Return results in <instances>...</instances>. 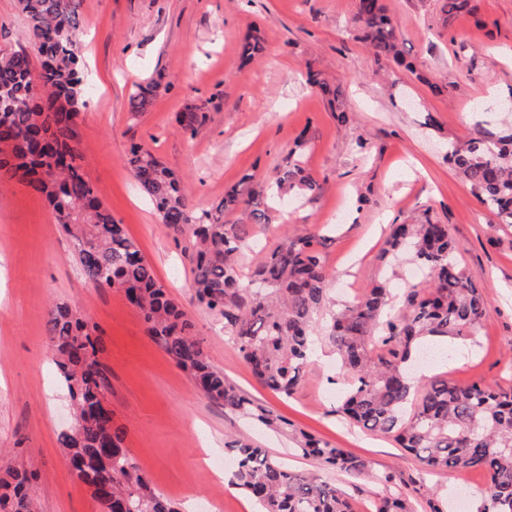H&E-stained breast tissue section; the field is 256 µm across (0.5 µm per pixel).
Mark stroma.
<instances>
[{
	"mask_svg": "<svg viewBox=\"0 0 512 512\" xmlns=\"http://www.w3.org/2000/svg\"><path fill=\"white\" fill-rule=\"evenodd\" d=\"M384 2L416 73L384 78L356 38V0H79L87 87L80 149L103 203L192 317L209 362L230 382L372 471L392 474L394 489L416 512L434 495L447 499L448 512H474L482 470L424 473L391 439L336 414L342 386L330 347L317 349L291 397L252 376L225 338L223 320L193 299L188 237L161 224L127 163L131 145H145L179 175L192 204L208 209L244 175L272 179L298 137L307 136L304 165L319 188L304 204L282 202L273 224L249 227L243 270L253 271L284 235L323 237L328 297L340 304L381 278L400 289L422 281L412 262L382 265L390 225L427 216L447 224L486 309L475 336L450 340L453 355L442 363L415 364L411 381L419 389L441 374L512 392V228L497 225L443 150L475 121L501 118L499 102L512 92V0H473L470 14L443 12V0ZM254 30L265 50L246 62L239 41ZM28 47L16 0H0V50ZM310 69L340 86L347 122L307 84ZM149 82L160 85L156 97L146 111L131 112L132 91ZM436 84L442 93H433ZM188 105L207 115L192 137L175 121ZM360 194L368 202L359 209ZM59 304L79 308L97 326L113 420L151 487L178 512H257L223 481L233 459L227 446L237 440L267 449L290 470H315L291 453L287 435L207 399L119 289L85 281L74 243L44 198L7 181L0 185V477L34 472L35 512H101L59 443L74 424L48 347L47 313Z\"/></svg>",
	"mask_w": 512,
	"mask_h": 512,
	"instance_id": "obj_1",
	"label": "stroma"
}]
</instances>
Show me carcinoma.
Instances as JSON below:
<instances>
[{"mask_svg":"<svg viewBox=\"0 0 512 512\" xmlns=\"http://www.w3.org/2000/svg\"><path fill=\"white\" fill-rule=\"evenodd\" d=\"M25 16L34 71L25 51H0V180L17 179L47 200L56 224L74 241L84 279L100 289L119 288L140 311L150 336L194 380L209 399L225 409L284 430L288 423L256 404L207 360L188 313L169 296L153 267L122 224L103 204L83 167L78 118L85 83L77 52L78 0H18ZM360 42L377 60L414 72L396 35L383 0H357ZM262 50L248 33L239 44L242 60ZM308 81L338 109L341 91L320 74ZM158 85H139L130 111L143 112ZM206 113L187 107L176 123L195 135ZM446 159L472 195L512 227V124L477 122L472 131L448 143ZM128 165L150 197L163 226L192 240V288L196 303L220 315L252 376L275 393L289 397L301 384L311 361L316 318L325 313V336L336 349L351 382L337 411L361 430L391 437L429 472L481 469L488 475L480 490L478 512H512V394L487 383L460 384L442 375L414 389L405 366L413 351L435 337L475 334L485 310L477 288L460 268V245L448 225L426 218L395 224L381 255L387 266L402 256L427 271L420 288H410L394 304L385 280L362 296L328 305V272L313 235L284 241L250 277L236 261L246 224H267L277 199L288 194L308 201L318 184L292 149L276 177V193L250 175L224 190L210 209L195 210L176 173L150 149L133 144ZM239 211L246 221L227 224ZM48 344L59 380L78 414L70 432L60 435L73 474L89 488L107 493L104 512H177L151 488L129 450L123 432L100 413L110 383L98 358L95 326L68 305L48 311ZM294 451L320 467L349 475L369 465L326 441L289 430ZM236 465L231 484L253 498L261 512H355L351 498L316 473L297 474L273 461L265 449L247 441L232 445ZM384 488L374 512H413L391 490L390 474L373 476ZM36 477L12 471L0 479V512H32Z\"/></svg>","mask_w":512,"mask_h":512,"instance_id":"1","label":"carcinoma"}]
</instances>
